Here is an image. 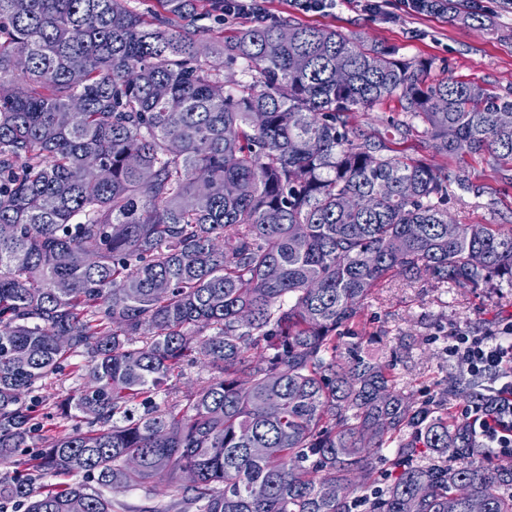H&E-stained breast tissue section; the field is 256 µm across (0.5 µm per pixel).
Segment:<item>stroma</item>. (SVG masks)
I'll return each mask as SVG.
<instances>
[{
    "mask_svg": "<svg viewBox=\"0 0 512 512\" xmlns=\"http://www.w3.org/2000/svg\"><path fill=\"white\" fill-rule=\"evenodd\" d=\"M487 26L478 29L444 14L410 11L404 0H389L372 15L359 0H338L322 14L304 13L288 0H264L270 15L337 30L369 43L397 48L400 55L427 62V81L446 78L475 82L500 94L512 93V0H478ZM402 153L418 157L448 174V214L459 224L512 225V169L480 153L458 161L434 152L426 134L401 144ZM512 322V287L461 288L428 275L396 276L375 288L366 300L358 333L369 355L393 362L400 388L425 400L448 377L463 376L467 367L449 356L452 336H496ZM82 381L64 368L26 394L50 433L62 436L71 421L56 416L55 404L73 394ZM113 512H199L184 506L163 485L150 483L113 494Z\"/></svg>",
    "mask_w": 512,
    "mask_h": 512,
    "instance_id": "35a3bbf8",
    "label": "stroma"
}]
</instances>
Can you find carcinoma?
I'll list each match as a JSON object with an SVG mask.
<instances>
[{"mask_svg": "<svg viewBox=\"0 0 512 512\" xmlns=\"http://www.w3.org/2000/svg\"><path fill=\"white\" fill-rule=\"evenodd\" d=\"M13 2L0 0V224L14 226L0 238V462L32 433L24 393L73 356L84 384L57 414L90 429L44 437L0 476V512H112L103 490L147 482L201 512H448L460 485L458 512H512V469L485 467L445 393L436 411L417 402L354 330L389 275L512 287V227L448 237V175L393 148L420 122L440 154L512 162V99L289 19L217 41L198 21L225 0H156L148 15ZM454 18L482 25L475 0ZM238 63L258 79L224 81ZM391 98L403 118L386 131L350 124ZM186 360L213 377L184 404L155 402ZM396 437L376 488L373 455ZM35 472H90L99 490L40 489Z\"/></svg>", "mask_w": 512, "mask_h": 512, "instance_id": "carcinoma-1", "label": "carcinoma"}]
</instances>
